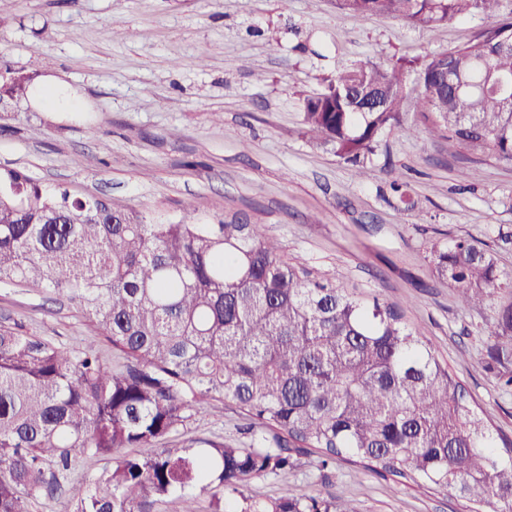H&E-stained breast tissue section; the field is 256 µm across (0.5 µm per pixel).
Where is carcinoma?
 I'll return each mask as SVG.
<instances>
[{
  "mask_svg": "<svg viewBox=\"0 0 512 512\" xmlns=\"http://www.w3.org/2000/svg\"><path fill=\"white\" fill-rule=\"evenodd\" d=\"M502 0H335L352 18L394 17L438 27ZM436 132L472 164H512V21L420 64H360L305 99L307 130L364 170L385 130L408 132L404 85ZM23 76L0 80V101L27 96ZM256 224L148 221L17 169L0 171V283L49 290L111 346L78 354L0 325V512H31L53 496L79 457L110 459L92 483L67 489L72 512H201L191 491L233 493L286 473L300 457L324 470L356 458L366 468L450 492L471 512H512V440L496 442L465 388L396 307L280 255ZM433 272L477 309L512 286L495 256L459 239L431 251ZM499 384L512 390V303L488 325ZM230 401L250 421L253 446L207 442L171 452L162 441L205 407ZM505 448L500 453L499 448ZM131 448L127 454L124 449ZM240 512H353L334 498L291 490Z\"/></svg>",
  "mask_w": 512,
  "mask_h": 512,
  "instance_id": "1",
  "label": "carcinoma"
}]
</instances>
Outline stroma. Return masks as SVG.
<instances>
[{"instance_id":"stroma-1","label":"stroma","mask_w":512,"mask_h":512,"mask_svg":"<svg viewBox=\"0 0 512 512\" xmlns=\"http://www.w3.org/2000/svg\"><path fill=\"white\" fill-rule=\"evenodd\" d=\"M0 65L30 77L41 99L0 106V168L45 187L102 196L148 219L194 213L214 224L244 216L277 239L284 258L336 273L348 288L393 304L425 336L481 408L512 439V391L486 367L485 332L512 288L465 310L430 264L433 245L481 242L512 274V164L467 165L414 109L406 133L377 139L361 177L302 123L307 97L336 69L423 60L454 48L490 20L473 14L436 28L401 18L351 19L334 0H0ZM66 84L72 110L54 104ZM111 361L109 344L52 292L0 284V324ZM247 421L214 404L165 447L208 441L250 447ZM305 456L295 470L225 493L343 499L354 512H465L463 501L340 461L328 471Z\"/></svg>"}]
</instances>
